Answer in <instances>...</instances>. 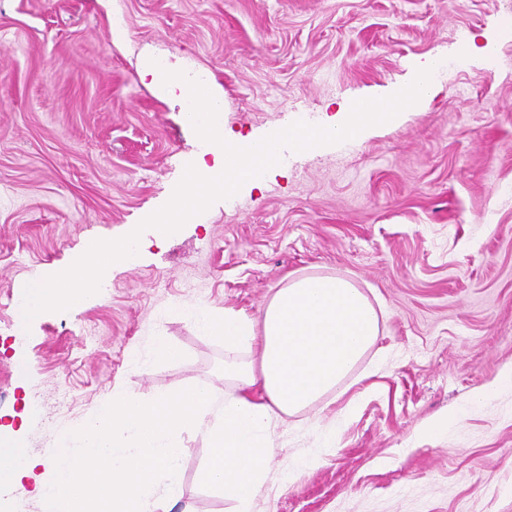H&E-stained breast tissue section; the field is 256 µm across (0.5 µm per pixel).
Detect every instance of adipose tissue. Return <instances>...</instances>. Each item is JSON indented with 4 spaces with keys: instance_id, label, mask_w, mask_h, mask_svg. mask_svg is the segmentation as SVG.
Instances as JSON below:
<instances>
[{
    "instance_id": "adipose-tissue-1",
    "label": "adipose tissue",
    "mask_w": 512,
    "mask_h": 512,
    "mask_svg": "<svg viewBox=\"0 0 512 512\" xmlns=\"http://www.w3.org/2000/svg\"><path fill=\"white\" fill-rule=\"evenodd\" d=\"M381 316L350 281L289 278L259 318L200 312L201 329L224 341L223 395L206 384L155 395L118 391L43 457L0 444V485L30 479L42 512H171L179 496L182 436L211 448L203 482L254 512L272 459V425L310 407L343 382L374 346ZM165 481L164 495L150 489Z\"/></svg>"
}]
</instances>
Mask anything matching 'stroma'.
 Returning a JSON list of instances; mask_svg holds the SVG:
<instances>
[{"mask_svg": "<svg viewBox=\"0 0 512 512\" xmlns=\"http://www.w3.org/2000/svg\"><path fill=\"white\" fill-rule=\"evenodd\" d=\"M484 35L492 53L467 51ZM428 58L436 90L396 120L289 153L165 240L142 228L204 148L154 72L200 76L226 136L262 138L392 96ZM134 232L105 301L18 337L27 284ZM316 274L362 289L381 333L346 396L274 425L256 512H512V389L473 400L512 367V0H0V420L31 456L118 388L223 393L193 311L255 317ZM184 446L181 506L235 512L200 481L208 443Z\"/></svg>", "mask_w": 512, "mask_h": 512, "instance_id": "stroma-1", "label": "stroma"}]
</instances>
